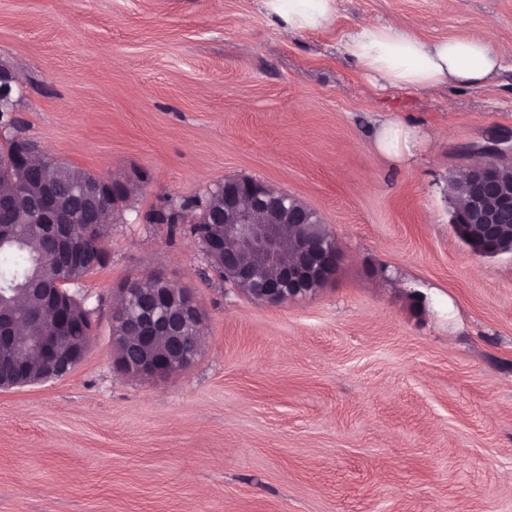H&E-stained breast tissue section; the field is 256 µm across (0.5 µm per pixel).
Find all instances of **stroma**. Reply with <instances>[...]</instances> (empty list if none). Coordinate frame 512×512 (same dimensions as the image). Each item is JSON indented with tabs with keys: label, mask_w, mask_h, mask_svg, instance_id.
<instances>
[{
	"label": "stroma",
	"mask_w": 512,
	"mask_h": 512,
	"mask_svg": "<svg viewBox=\"0 0 512 512\" xmlns=\"http://www.w3.org/2000/svg\"><path fill=\"white\" fill-rule=\"evenodd\" d=\"M395 18L512 45V0H336L292 36L262 0H0L20 136L134 188L75 288L89 355L0 390V512H512V253L472 254L448 193L512 129V69L376 88L339 42ZM393 118L429 135L412 164L374 148ZM237 178L320 214L342 262L316 296L255 301L147 220ZM155 275L193 295L201 348L128 376L112 304Z\"/></svg>",
	"instance_id": "obj_1"
}]
</instances>
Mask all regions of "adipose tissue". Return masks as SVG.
<instances>
[{
  "instance_id": "obj_1",
  "label": "adipose tissue",
  "mask_w": 512,
  "mask_h": 512,
  "mask_svg": "<svg viewBox=\"0 0 512 512\" xmlns=\"http://www.w3.org/2000/svg\"><path fill=\"white\" fill-rule=\"evenodd\" d=\"M267 16L288 34L322 28L336 12V0H263ZM370 82L383 90L427 89L441 84L483 85L498 73L512 47L497 49L483 38H449L426 42L399 21L364 22L341 41ZM420 144L418 131L396 120L382 121L377 150L388 160L407 164Z\"/></svg>"
}]
</instances>
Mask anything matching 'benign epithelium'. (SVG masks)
Segmentation results:
<instances>
[{
  "label": "benign epithelium",
  "instance_id": "7a95c632",
  "mask_svg": "<svg viewBox=\"0 0 512 512\" xmlns=\"http://www.w3.org/2000/svg\"><path fill=\"white\" fill-rule=\"evenodd\" d=\"M16 75L0 66V112H15L13 87ZM13 163L29 164L35 159L51 163L54 158L32 148L22 138L15 137ZM486 161L470 166L456 189L466 195L467 207L455 208L452 224L458 238L478 256L490 257L512 252V177L503 173V165L512 168V133L496 137L481 148ZM220 200L209 198L199 204L193 223L200 225V240L205 253L224 260V279L233 283L255 286L254 299L269 304H281L317 294L316 283L339 264L336 244L328 239L317 243L305 224L321 221L317 211L300 203L293 196L276 191L256 179H229L222 184ZM83 197L94 206L112 197L116 201L130 194L129 188L104 178L94 186L83 188ZM37 232L54 239L62 259L78 264L86 259L85 237H76L63 230L70 210L65 196L53 181L43 184L33 203ZM287 224L297 225L290 236L285 235ZM59 288L41 289L45 308L52 314L55 335L44 336L36 343L43 373L35 378L28 367L10 359V371L0 377V388H13L61 376L58 367L60 354L76 366L88 356L94 332L79 337L66 336L71 310L59 296ZM137 292L135 283L128 282L119 292L121 302L112 307V343L115 365L123 373L137 377H166L189 364V353H198L200 342L190 343V330L202 325V313L191 294L162 278L154 296L159 315L141 322L140 335L129 341L128 332L137 322L131 302ZM8 344L0 347V355L13 353V345H27L31 338L21 335L18 321L8 323ZM168 337L172 351L179 358L165 357L155 350L154 338Z\"/></svg>",
  "mask_w": 512,
  "mask_h": 512
}]
</instances>
